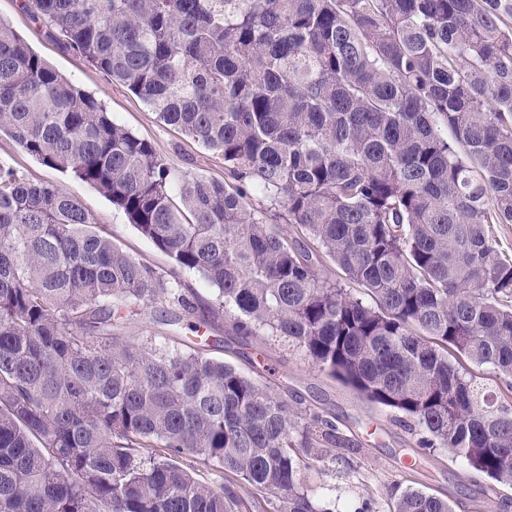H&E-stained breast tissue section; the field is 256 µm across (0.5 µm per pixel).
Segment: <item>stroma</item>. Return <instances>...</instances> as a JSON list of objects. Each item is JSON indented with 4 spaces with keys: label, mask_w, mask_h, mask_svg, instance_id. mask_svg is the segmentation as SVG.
Wrapping results in <instances>:
<instances>
[{
    "label": "stroma",
    "mask_w": 512,
    "mask_h": 512,
    "mask_svg": "<svg viewBox=\"0 0 512 512\" xmlns=\"http://www.w3.org/2000/svg\"><path fill=\"white\" fill-rule=\"evenodd\" d=\"M0 19L9 23L51 67L99 100L117 124L150 142L172 171L224 179L220 155L159 122L154 112L129 90L47 37L44 28L20 10L19 0H0ZM0 162L27 179L53 183L78 198L99 230L136 260L165 278H176L189 300L215 298L216 287L200 274L174 272L172 261L105 196L71 175L43 166L3 133ZM196 320V315L185 312L179 322L170 323L160 311L148 307L124 333L153 336L178 346L197 344L208 356L270 386L290 405L311 407L334 418L340 431L355 438L358 450L352 454L351 464L336 460L328 470L309 472L307 483L315 496L335 499L340 512H357L366 501L373 512H386L388 495L395 486L420 489L447 499L455 504L456 512H499V501L512 498V487H492L489 479L473 472L462 458L443 450L422 460L418 467L405 468L404 457L413 455L422 436L419 429L362 402L351 389L322 373L303 353L288 350L271 337L257 336L244 345L228 320L220 317L203 327L197 326Z\"/></svg>",
    "instance_id": "stroma-1"
}]
</instances>
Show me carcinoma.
<instances>
[{
    "instance_id": "cac0c4a2",
    "label": "carcinoma",
    "mask_w": 512,
    "mask_h": 512,
    "mask_svg": "<svg viewBox=\"0 0 512 512\" xmlns=\"http://www.w3.org/2000/svg\"><path fill=\"white\" fill-rule=\"evenodd\" d=\"M19 6L227 180L172 172L0 20V132L218 289L187 302L77 198L0 164V512H336L304 477L355 447L334 421L197 348L124 335L175 302L303 353L419 427V456L512 484V400L474 375L512 395V255L490 229L512 224V0ZM387 506L454 512L412 488Z\"/></svg>"
}]
</instances>
